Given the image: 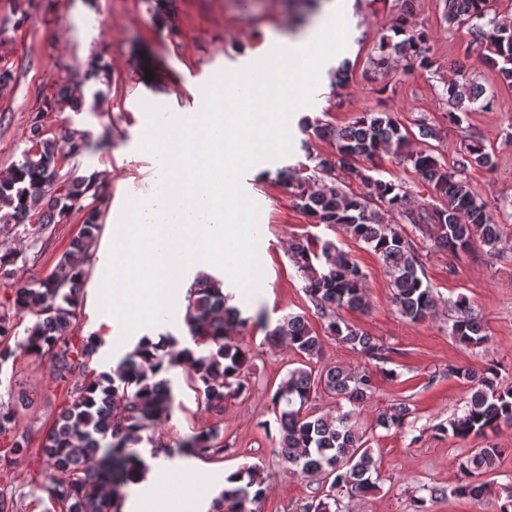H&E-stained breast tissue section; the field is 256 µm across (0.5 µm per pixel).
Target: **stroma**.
<instances>
[{
  "instance_id": "35a3bbf8",
  "label": "stroma",
  "mask_w": 512,
  "mask_h": 512,
  "mask_svg": "<svg viewBox=\"0 0 512 512\" xmlns=\"http://www.w3.org/2000/svg\"><path fill=\"white\" fill-rule=\"evenodd\" d=\"M400 12L401 0H354L347 47L325 64L331 72L337 64L349 62L347 79L321 81L312 104L289 119L290 154L264 160L262 173L250 169L242 177L245 193L259 207L257 254L264 286L255 298L245 300L226 272L215 266L208 272L223 280L232 305L250 319L247 330L238 335L253 354L249 388L227 398L218 417L198 401L185 369L174 368L172 415L144 432L138 446L147 457L155 447H177L197 431L220 425L221 459L202 462L191 474L203 487L205 502L218 496L225 472L245 464L258 465L266 480L260 512H302L311 499L315 482L294 473L273 453L279 429L270 399L297 357L287 344L269 347L264 337L283 315H304L322 334L319 365L353 369L367 364L326 334L305 292L306 281L290 259V245L297 239L330 240L352 255L365 275L370 309L364 314L347 312L343 318L392 349L389 371L377 374L378 388L359 416L360 426L374 434L371 446L378 461L379 488L347 502L344 512H415L416 489L423 484L449 490L430 512H499L512 494V425L501 426L486 439H456L439 430L461 413L468 396L466 386L449 376V367L491 366L498 372V385L512 387V87L470 48L467 26H448L444 0H414L412 22L427 29L430 68L407 70L398 64L386 73L372 70L367 58L381 37L392 35ZM302 16L297 0H0V72L10 76L0 89V174L10 171L28 149L29 125L36 113L44 115L47 137L68 133L85 138V152L61 156L58 172L66 179L99 175L105 200L93 254L103 256L113 217L123 212L128 196L149 195L159 173L157 161L137 149L145 105L183 115L197 112L203 87L217 73L254 64L264 53L269 34L292 31ZM98 58L108 65L107 74L98 82L84 83L87 65ZM462 74L476 78L494 94L495 102L490 109L462 114L460 123L452 124L443 84ZM62 85L82 98L81 111H46V101ZM364 111L390 113L407 131L412 149H430L445 164H452L460 147L472 140L481 141L495 161L492 169L469 170L467 178L497 210L503 228L501 248L492 254L476 243L451 256L417 240L418 274L437 300L435 314L421 323L398 314L382 260L366 244L315 223L277 178L282 168H309L313 157L336 153L334 140L302 130V118L340 128ZM424 126L436 128L439 138L422 137ZM373 175L403 182L418 204L439 202L412 165L392 155L377 159ZM84 216L83 207L76 206L44 230L0 223V256L10 258L9 277H0V302L16 287L50 274L81 234ZM97 277L96 264H89L75 329L82 337H103L107 331L113 335L94 356L93 369L110 370L142 336L169 334L180 345H191L181 321L144 327L126 337L119 324L103 329L94 288ZM462 295L486 327L489 339L481 347H465L451 334L453 304ZM404 399L413 412V428L403 434L378 428V414ZM0 403L17 411V430L30 442L26 455L0 466V493L13 498L19 512H49L51 504L39 489L43 474L38 451L67 404V385L52 373L49 362L21 354L13 369L0 373ZM489 442L505 450L490 476L492 496L477 503L452 495L460 460L469 449Z\"/></svg>"
}]
</instances>
